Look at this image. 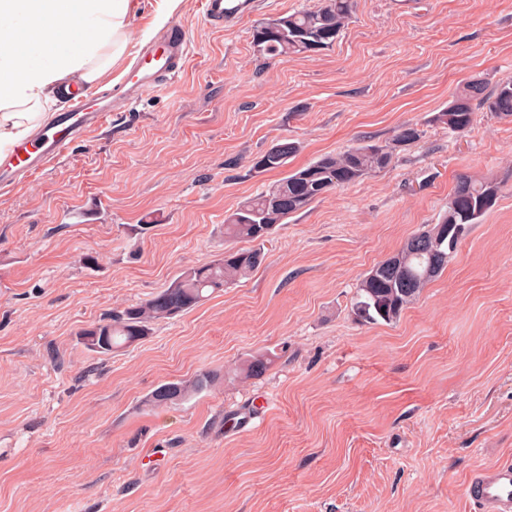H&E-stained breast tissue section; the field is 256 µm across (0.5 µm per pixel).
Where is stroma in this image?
<instances>
[{
  "mask_svg": "<svg viewBox=\"0 0 512 512\" xmlns=\"http://www.w3.org/2000/svg\"><path fill=\"white\" fill-rule=\"evenodd\" d=\"M155 2L96 88L161 33ZM317 2L253 0L219 32L182 0L187 71L0 189V512H477L471 477L512 462V119L433 121L464 83L512 79V0H356L329 48L255 51L258 23ZM408 123L419 140L276 225L250 278L112 355L79 344L220 258L225 217L287 169ZM284 140L287 169L251 172ZM463 177L497 183L495 207L396 321H358L360 281ZM203 370L207 390L146 407Z\"/></svg>",
  "mask_w": 512,
  "mask_h": 512,
  "instance_id": "1",
  "label": "stroma"
}]
</instances>
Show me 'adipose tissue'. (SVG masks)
I'll list each match as a JSON object with an SVG mask.
<instances>
[{
	"label": "adipose tissue",
	"instance_id": "adipose-tissue-1",
	"mask_svg": "<svg viewBox=\"0 0 512 512\" xmlns=\"http://www.w3.org/2000/svg\"><path fill=\"white\" fill-rule=\"evenodd\" d=\"M139 0H0V157L125 52Z\"/></svg>",
	"mask_w": 512,
	"mask_h": 512
}]
</instances>
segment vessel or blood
Wrapping results in <instances>:
<instances>
[{
  "mask_svg": "<svg viewBox=\"0 0 512 512\" xmlns=\"http://www.w3.org/2000/svg\"><path fill=\"white\" fill-rule=\"evenodd\" d=\"M203 19L215 30L233 25L239 18L228 0H201ZM189 48L181 28L167 31L159 41L139 47L134 81L128 88L105 95L91 92L70 109L52 119L33 139L17 145L0 158V185L15 186L21 174L43 170L76 140L106 125L112 112L158 89L164 79L185 69ZM479 512H512V463L475 473L467 487Z\"/></svg>",
  "mask_w": 512,
  "mask_h": 512,
  "instance_id": "vessel-or-blood-1",
  "label": "vessel or blood"
}]
</instances>
